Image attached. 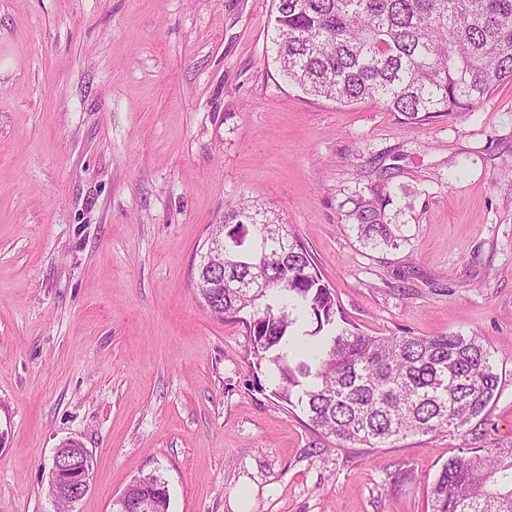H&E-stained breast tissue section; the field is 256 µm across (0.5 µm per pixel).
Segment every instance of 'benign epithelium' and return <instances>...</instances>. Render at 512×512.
Returning <instances> with one entry per match:
<instances>
[{"label": "benign epithelium", "mask_w": 512, "mask_h": 512, "mask_svg": "<svg viewBox=\"0 0 512 512\" xmlns=\"http://www.w3.org/2000/svg\"><path fill=\"white\" fill-rule=\"evenodd\" d=\"M70 444L69 440L62 442L52 456L49 494L55 500L67 497L77 502L90 490L92 455L88 449Z\"/></svg>", "instance_id": "benign-epithelium-1"}]
</instances>
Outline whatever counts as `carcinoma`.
Returning <instances> with one entry per match:
<instances>
[{
  "label": "carcinoma",
  "instance_id": "obj_1",
  "mask_svg": "<svg viewBox=\"0 0 512 512\" xmlns=\"http://www.w3.org/2000/svg\"><path fill=\"white\" fill-rule=\"evenodd\" d=\"M272 45L288 81L350 104L369 99L423 125L474 112L512 82V0H277ZM390 195L350 200L346 217L373 246L393 242ZM279 219L241 202L212 233L224 236L206 282L210 313L241 324L252 374L272 366L274 395L298 403L341 443L391 448L410 435L464 429L495 399L499 377L475 336H370L347 320L305 247ZM265 288H233L255 275ZM165 481L127 486L113 512H168ZM431 512H512V441L448 459Z\"/></svg>",
  "mask_w": 512,
  "mask_h": 512
}]
</instances>
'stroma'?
Returning <instances> with one entry per match:
<instances>
[{
	"label": "stroma",
	"mask_w": 512,
	"mask_h": 512,
	"mask_svg": "<svg viewBox=\"0 0 512 512\" xmlns=\"http://www.w3.org/2000/svg\"><path fill=\"white\" fill-rule=\"evenodd\" d=\"M275 0H0V512H56L55 448L94 458L75 512L162 475L168 512H430L449 457L512 440V83L423 125L304 94ZM390 191L394 246L350 199ZM273 211L349 323L480 339L484 420L340 445L254 389L243 326L197 295L226 205Z\"/></svg>",
	"instance_id": "35a3bbf8"
}]
</instances>
